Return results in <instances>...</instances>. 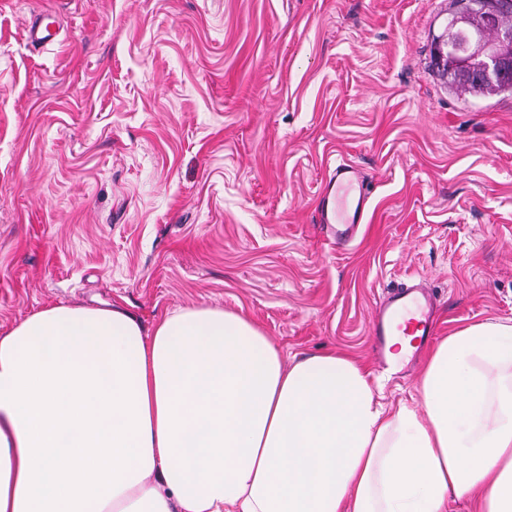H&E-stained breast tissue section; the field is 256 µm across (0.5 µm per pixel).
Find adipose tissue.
<instances>
[{"mask_svg": "<svg viewBox=\"0 0 512 512\" xmlns=\"http://www.w3.org/2000/svg\"><path fill=\"white\" fill-rule=\"evenodd\" d=\"M425 413L248 318L55 306L0 336V512H512V325L430 352Z\"/></svg>", "mask_w": 512, "mask_h": 512, "instance_id": "obj_1", "label": "adipose tissue"}]
</instances>
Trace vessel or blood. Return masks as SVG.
I'll return each instance as SVG.
<instances>
[{
	"instance_id": "obj_1",
	"label": "vessel or blood",
	"mask_w": 512,
	"mask_h": 512,
	"mask_svg": "<svg viewBox=\"0 0 512 512\" xmlns=\"http://www.w3.org/2000/svg\"><path fill=\"white\" fill-rule=\"evenodd\" d=\"M28 42L46 44L56 39L55 16L46 11L35 17L25 30ZM369 193L364 187L360 171L351 165H337L329 179L320 211L322 223L332 225L337 241L347 242L354 236L358 225L369 220ZM434 296L428 292L425 283L401 285L400 289L389 292L376 306L373 318V335L378 348H385L386 338L397 323L398 314L413 306L419 311V318L405 320L406 333L417 335L419 343H426L433 334L432 318Z\"/></svg>"
}]
</instances>
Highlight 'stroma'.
<instances>
[{
  "instance_id": "1",
  "label": "stroma",
  "mask_w": 512,
  "mask_h": 512,
  "mask_svg": "<svg viewBox=\"0 0 512 512\" xmlns=\"http://www.w3.org/2000/svg\"><path fill=\"white\" fill-rule=\"evenodd\" d=\"M457 0H0V335L55 305L144 327L210 306L291 361L349 356L421 408L428 350L378 368L372 317L424 279L442 340L512 324V96L432 63ZM59 16L33 47L30 19ZM350 163L372 220L337 243ZM355 188V194L347 201L343 212H338L334 201L338 192L344 188ZM369 192L364 188V178L354 166L339 164L329 179L320 211L321 224H329L334 231L336 241L349 242L354 236L358 224L369 222ZM336 224V227L333 226Z\"/></svg>"
}]
</instances>
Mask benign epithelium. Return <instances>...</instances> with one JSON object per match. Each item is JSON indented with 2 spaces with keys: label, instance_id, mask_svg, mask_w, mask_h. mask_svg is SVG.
Returning a JSON list of instances; mask_svg holds the SVG:
<instances>
[{
  "label": "benign epithelium",
  "instance_id": "7a95c632",
  "mask_svg": "<svg viewBox=\"0 0 512 512\" xmlns=\"http://www.w3.org/2000/svg\"><path fill=\"white\" fill-rule=\"evenodd\" d=\"M512 12V0H464L460 15L435 45L447 71H470L493 79L512 72V26L499 25Z\"/></svg>",
  "mask_w": 512,
  "mask_h": 512
}]
</instances>
